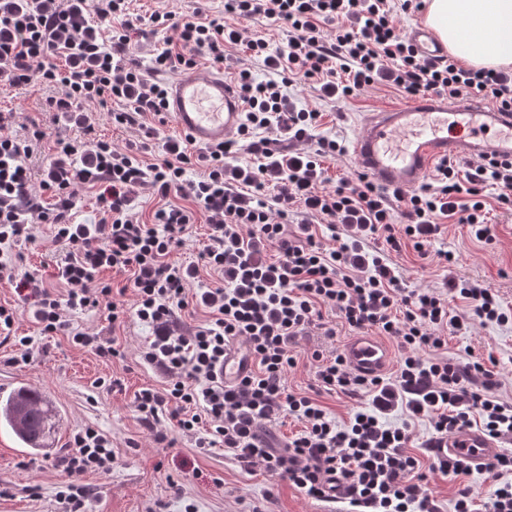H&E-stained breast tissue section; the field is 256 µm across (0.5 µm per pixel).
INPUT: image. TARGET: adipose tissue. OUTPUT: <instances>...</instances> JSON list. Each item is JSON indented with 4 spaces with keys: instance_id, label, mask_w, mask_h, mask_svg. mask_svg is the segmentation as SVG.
<instances>
[{
    "instance_id": "adipose-tissue-1",
    "label": "adipose tissue",
    "mask_w": 512,
    "mask_h": 512,
    "mask_svg": "<svg viewBox=\"0 0 512 512\" xmlns=\"http://www.w3.org/2000/svg\"><path fill=\"white\" fill-rule=\"evenodd\" d=\"M425 22L466 65L512 64V0H429Z\"/></svg>"
}]
</instances>
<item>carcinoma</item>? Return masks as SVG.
<instances>
[{
    "instance_id": "obj_1",
    "label": "carcinoma",
    "mask_w": 512,
    "mask_h": 512,
    "mask_svg": "<svg viewBox=\"0 0 512 512\" xmlns=\"http://www.w3.org/2000/svg\"><path fill=\"white\" fill-rule=\"evenodd\" d=\"M55 413L41 393L20 387L15 397L0 401V424L9 428L15 438L29 442V448L45 447L44 438L54 427Z\"/></svg>"
}]
</instances>
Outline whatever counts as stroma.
<instances>
[{"label": "stroma", "instance_id": "obj_1", "mask_svg": "<svg viewBox=\"0 0 512 512\" xmlns=\"http://www.w3.org/2000/svg\"><path fill=\"white\" fill-rule=\"evenodd\" d=\"M135 13L155 10L188 15L200 10L224 15L227 24L244 29L246 36L266 39L272 48L286 50L282 27L267 20H244L225 15L224 0H135ZM135 38L130 57L147 73L150 81L167 84L172 72L152 70L154 53L166 45L172 30L143 22ZM288 101L295 110L316 111L322 119L312 131L309 148L320 139L336 140L341 154L324 158L325 188L339 180L357 182L360 173L351 152L352 144L367 115L405 102L406 96L394 85L375 80L353 98L326 96L318 82L294 77L286 88ZM50 91L39 83L19 89L0 91V112L37 116L44 109ZM487 221L492 242L477 241L463 224H447L434 253L419 257L412 245L403 246L394 257L401 275L412 288L443 290L448 276L464 277L492 289L503 306L512 308V206L500 204L493 187L485 189ZM453 253L455 263L440 264L437 250ZM0 303L18 308L17 332L33 337L27 362H14L11 344L0 346V383L25 384L43 395L55 408L58 423L49 448L34 453L16 442L0 427V512H63L56 493L67 475L59 460L67 449L69 437L84 426H92L110 435L116 461L109 473L88 472L80 484L93 492L90 512H320L318 501L309 498L288 482L270 479L262 470L247 473L223 451L208 452L194 446L192 437L173 431L167 443L155 444L139 423L133 407L135 393L142 387L161 384L163 377L144 364L139 352L151 334L148 326L136 321L117 331L122 356L107 360L90 348L75 345L67 336H44L29 305L20 303L13 288L0 282ZM335 341L320 336L301 340L296 349L298 365L288 374V388L295 393L310 392L314 384L313 350L331 354L340 350L349 335L337 327ZM453 361H466L469 354L492 357L495 394L512 403V322L501 326L490 322L474 323L464 335H450L441 350ZM120 380L118 389L109 380ZM429 487L442 512H453L459 490L471 488L476 499H483L496 484L494 473L472 469L467 475L428 474ZM38 487V495H29V487Z\"/></svg>", "mask_w": 512, "mask_h": 512}]
</instances>
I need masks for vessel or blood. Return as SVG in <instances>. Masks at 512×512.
<instances>
[{"mask_svg":"<svg viewBox=\"0 0 512 512\" xmlns=\"http://www.w3.org/2000/svg\"><path fill=\"white\" fill-rule=\"evenodd\" d=\"M409 39L423 58L448 53L425 25L415 27ZM167 110L176 127L201 146L233 139L242 124L240 96L220 73H180L168 84ZM352 153L359 172L374 185L409 191L420 187L441 160H512V113L485 107L473 98L423 95L369 117ZM340 355L349 369L366 377L382 374L391 362L389 347L366 332L351 336ZM499 448L483 432L464 429L449 435L439 453L478 467Z\"/></svg>","mask_w":512,"mask_h":512,"instance_id":"vessel-or-blood-1","label":"vessel or blood"}]
</instances>
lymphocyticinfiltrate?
I'll return each mask as SVG.
<instances>
[{
    "label": "lymphocytic infiltrate",
    "instance_id": "1",
    "mask_svg": "<svg viewBox=\"0 0 512 512\" xmlns=\"http://www.w3.org/2000/svg\"><path fill=\"white\" fill-rule=\"evenodd\" d=\"M131 2L0 0V74L15 88L36 80L55 89L47 108L66 114L78 131L53 139L29 116L15 133L0 113V248L33 245L46 225L61 249L52 276L38 268L20 274L1 260L0 280L20 300H33L41 335L66 334L104 358L119 356L116 338L73 328L71 315L103 309L113 329L131 320L151 329L140 357L164 380L136 392L133 404L155 443L166 442L174 427L194 437L197 448L223 449L242 469H263L318 501L339 484L361 512H440L409 451L410 422L429 420L430 470L445 475L470 471L462 460L437 455L448 435L477 425L492 438H512V405L495 396L484 359L460 364L439 354L445 331L466 333L476 320L505 324L512 312L491 289L465 278H449L443 293L408 287L391 255L407 241L427 255L447 222L469 225L477 240H489L484 190L495 186L498 202L512 203V161L483 162L462 174L456 162L443 160L435 185L408 197L387 195L364 178L318 190L321 159L340 145L322 139L316 149L292 155L272 149L275 133L312 140L320 115L289 109L282 85L255 81L243 69L236 80L245 112L240 135L252 166L230 164L235 142L199 148L188 139L163 142L155 162H144L139 154L153 130L120 150L94 137L86 113L91 105L122 103L106 118L127 129L166 109L165 87L147 82L128 59ZM224 11L286 25L287 51L244 39L223 16L156 11L149 23L173 29L177 38L155 54L154 71L193 69L203 59L218 66L226 46L241 44L266 67L303 74L332 94L357 95L383 76L410 97L474 94L512 112V71L467 67L452 56L421 58L397 29L392 0H224ZM344 18L351 27L341 26ZM38 152L45 158L36 168ZM193 165L204 172L186 179ZM144 190L158 201L148 222L137 211ZM86 192L95 195L98 219L91 224L75 220ZM402 198L407 206L395 213L392 202ZM296 202L306 217L292 227L288 207ZM200 222L207 230L196 256L171 261ZM325 235L330 245L322 244ZM107 271L124 276L123 287L104 279ZM205 274L211 282H202ZM452 297L466 301L465 313H450ZM186 310L202 312L203 322L181 326L176 314ZM329 311L334 320H326ZM340 325L395 338L402 350L388 381L313 352L319 390L371 396L370 408L354 410L341 425L318 399L287 385L298 337L316 330L330 340ZM234 344L252 365L228 384L224 352ZM397 410L405 422L385 424L384 415ZM287 416L303 428L279 448L263 427ZM114 462L111 436L91 426L74 432L61 459L69 477L57 492L64 512H87L91 492L75 477L110 472ZM484 468L501 476L486 512H512V455H495Z\"/></svg>",
    "mask_w": 512,
    "mask_h": 512
}]
</instances>
